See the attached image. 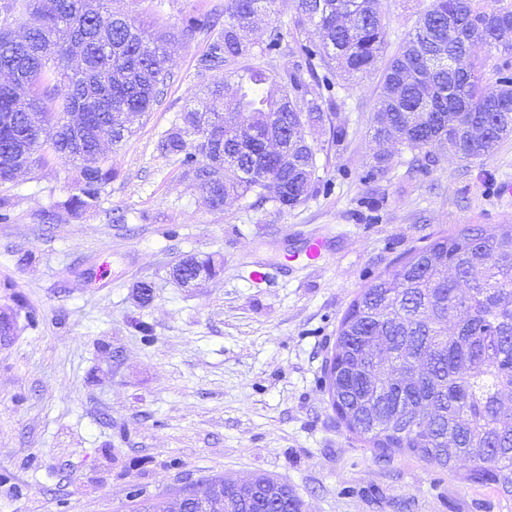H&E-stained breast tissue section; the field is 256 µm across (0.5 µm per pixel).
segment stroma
<instances>
[{
    "instance_id": "obj_1",
    "label": "stroma",
    "mask_w": 512,
    "mask_h": 512,
    "mask_svg": "<svg viewBox=\"0 0 512 512\" xmlns=\"http://www.w3.org/2000/svg\"><path fill=\"white\" fill-rule=\"evenodd\" d=\"M429 4L379 0L387 54ZM226 5L109 0L170 33ZM295 16V0H273L257 25L286 38L272 55L253 47L250 63L294 70ZM208 41L171 55L175 80L112 152L119 176L96 210L40 223L70 194L74 172L59 161L0 186L13 202L0 223V311L16 322L0 346V512H131L133 485L158 500L208 476L259 473L293 488L302 512H512L493 486L406 452L381 456L338 418L325 376L341 317L378 274L439 232L512 224V196L498 194L512 184V137L474 164L438 145L419 165L392 146L373 173L381 74L340 75L333 122L345 134L310 132L313 195L286 211L251 195L212 210L179 157L157 149L214 79L197 66ZM314 235L330 244L319 266L286 262ZM187 254L212 257L216 275L179 286L171 270Z\"/></svg>"
}]
</instances>
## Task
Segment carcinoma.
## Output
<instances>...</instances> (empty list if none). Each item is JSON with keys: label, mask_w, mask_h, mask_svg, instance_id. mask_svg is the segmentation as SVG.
Returning <instances> with one entry per match:
<instances>
[{"label": "carcinoma", "mask_w": 512, "mask_h": 512, "mask_svg": "<svg viewBox=\"0 0 512 512\" xmlns=\"http://www.w3.org/2000/svg\"><path fill=\"white\" fill-rule=\"evenodd\" d=\"M484 0H430L401 48L384 60L379 0H297L299 57L316 86L287 72L224 73L250 52L254 15L270 0H228L224 27L197 13L176 34L108 10L106 0H0V185L51 161L73 167V193L63 203L78 215L95 209L117 177L102 150L117 148L132 129L118 112L154 110L174 80L168 56L201 33H215L198 60L218 77L197 106L158 141L180 157L204 203L224 207L231 195L253 194L286 210L312 193L316 150L307 130L332 122L336 73L347 77L382 69L371 138L423 150L444 142L459 161L481 162L512 136V75L484 82L472 43L512 54V8ZM39 24L23 32L16 14ZM458 13L448 32L443 21ZM314 28L317 40L308 38ZM284 35L267 32L262 51L280 50ZM471 58L460 70L448 58ZM237 120L227 124L224 113ZM481 129L477 136L475 129ZM181 262L208 278L209 257ZM327 391L347 430L381 454L410 453L425 463L462 470L470 483H492L512 498V224L487 235L473 225L439 233L410 252L392 272L378 275L348 306L326 365ZM274 487L262 507L246 483L209 478L238 512H302L295 491L266 474L251 478Z\"/></svg>", "instance_id": "1"}]
</instances>
